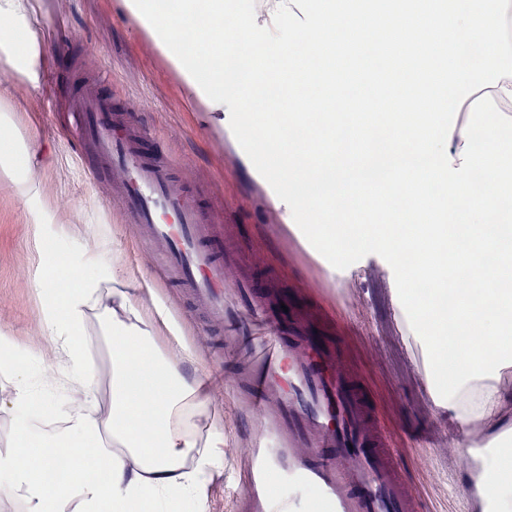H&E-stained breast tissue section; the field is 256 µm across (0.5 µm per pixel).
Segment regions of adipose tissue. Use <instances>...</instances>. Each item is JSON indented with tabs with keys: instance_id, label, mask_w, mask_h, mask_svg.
Wrapping results in <instances>:
<instances>
[{
	"instance_id": "obj_1",
	"label": "adipose tissue",
	"mask_w": 512,
	"mask_h": 512,
	"mask_svg": "<svg viewBox=\"0 0 512 512\" xmlns=\"http://www.w3.org/2000/svg\"><path fill=\"white\" fill-rule=\"evenodd\" d=\"M143 13L163 39L189 88L215 103L224 101V73L213 59L221 44L188 49L184 32L200 15L213 28L224 25V0H177L174 10L153 11L151 0H125ZM272 10L287 14L288 30L260 50L232 47L250 83L244 101L262 105L261 87L288 73L290 98L301 99L320 74L334 94L336 73L346 56L391 44L406 53V72L387 73L383 82L357 98L353 110L293 112L285 124H259L257 156L272 175L288 171L289 191L301 219L318 225L320 242L350 249L360 244L410 252L414 266H401V283L414 317L430 345L439 332L479 338L494 357L470 353L437 362L439 405L466 423L495 430L489 443L470 442L475 462L469 484L484 512H512V389L502 373L512 367V0H474L459 9L456 0H340L317 9L312 0H275ZM29 0H0V58L32 86H39L42 50L30 38ZM343 43H336L334 32ZM481 39L479 68L459 64L466 36ZM347 135H339V127ZM374 143L359 168L344 160L352 141ZM35 140L24 138L9 113H0V176L21 197L38 195L27 160ZM383 160L388 180L401 187L402 205L388 223L371 224L369 184L362 169ZM38 288L45 308L44 330L54 345L63 389L85 395L81 405L54 416L36 386L14 381L12 346L0 336V377L14 381L12 406L18 416L12 452L0 455L28 493L32 512H206L204 493L223 435L200 432L208 415L202 380H188L178 363L153 342L151 320L129 289L112 291L103 305L99 281L76 275L61 263L53 241L40 240ZM452 304H444L445 296ZM97 317L110 349L112 376L107 397L93 392V373L83 338ZM57 418L49 435L33 431L32 418ZM70 466L64 482L47 478L59 459Z\"/></svg>"
}]
</instances>
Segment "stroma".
Instances as JSON below:
<instances>
[{
	"mask_svg": "<svg viewBox=\"0 0 512 512\" xmlns=\"http://www.w3.org/2000/svg\"><path fill=\"white\" fill-rule=\"evenodd\" d=\"M30 3L44 51L41 84L32 88L0 62V108L9 107L15 126L33 134L47 154L33 167L38 197L23 199L14 184L0 179V331L17 342L20 367L47 392L54 411L65 409L68 398L42 332L36 281L43 237L61 255L81 258L82 277L101 280L108 291L132 289L154 324L160 351L187 362L205 380L206 423L224 434L221 463L205 488L207 512H234L239 461L250 440L232 398L224 343L178 283L157 274L159 247L124 223L110 182L89 175L62 133L64 104L92 78L102 96L151 130L140 150L167 153L194 204L230 219V234L246 253L243 273L258 286L274 279L288 308L312 311L315 328L333 341L373 413L398 438L408 486L429 512H483L467 484L473 462L460 448L463 435L483 438V427L461 424L425 389L430 364L419 341L425 329L408 314L392 256L362 246L332 253L329 264L318 265L292 251L275 232L279 214L265 206L249 165L224 141L223 108L193 100L158 43L125 20L121 0ZM33 210L45 211L46 223H30Z\"/></svg>",
	"mask_w": 512,
	"mask_h": 512,
	"instance_id": "35a3bbf8",
	"label": "stroma"
}]
</instances>
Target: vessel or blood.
Instances as JSON below:
<instances>
[{"label":"vessel or blood","mask_w":512,"mask_h":512,"mask_svg":"<svg viewBox=\"0 0 512 512\" xmlns=\"http://www.w3.org/2000/svg\"><path fill=\"white\" fill-rule=\"evenodd\" d=\"M72 135L94 178H111L125 221L161 244L165 270L223 325L236 360V399L255 430L241 463L238 512H425L405 491L395 439L376 424L322 337L299 309L293 336L281 290L254 291L240 274L243 252L192 204L164 155H143L132 119L88 92L69 102ZM288 486L276 492L272 478ZM315 490L303 500L300 488Z\"/></svg>","instance_id":"vessel-or-blood-1"}]
</instances>
